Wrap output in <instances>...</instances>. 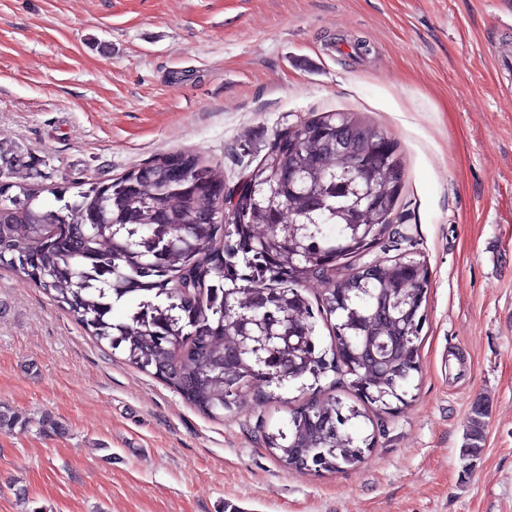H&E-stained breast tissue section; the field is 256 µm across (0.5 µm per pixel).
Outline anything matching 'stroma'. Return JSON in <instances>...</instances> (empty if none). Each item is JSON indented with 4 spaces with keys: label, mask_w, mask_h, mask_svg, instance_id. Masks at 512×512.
I'll return each instance as SVG.
<instances>
[{
    "label": "stroma",
    "mask_w": 512,
    "mask_h": 512,
    "mask_svg": "<svg viewBox=\"0 0 512 512\" xmlns=\"http://www.w3.org/2000/svg\"><path fill=\"white\" fill-rule=\"evenodd\" d=\"M512 0H0V143L75 194L191 150L234 184L274 135L353 112L397 146L405 238L429 268L405 404L368 409L363 462L286 470L259 421L210 418L0 265V512H512ZM487 411L463 459L474 405ZM64 427L40 432L43 416Z\"/></svg>",
    "instance_id": "1"
}]
</instances>
